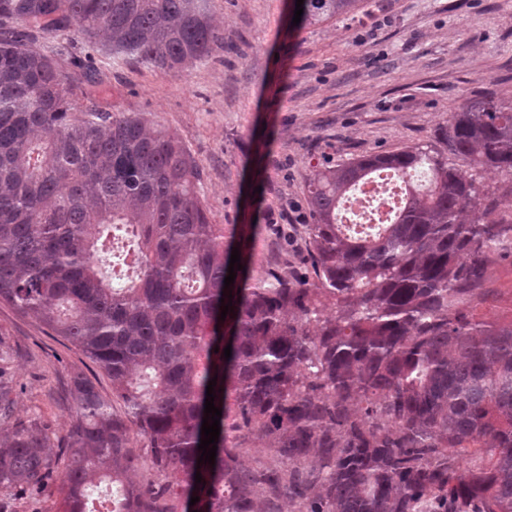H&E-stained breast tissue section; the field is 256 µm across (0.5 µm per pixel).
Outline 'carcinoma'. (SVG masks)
Instances as JSON below:
<instances>
[{
  "label": "carcinoma",
  "mask_w": 512,
  "mask_h": 512,
  "mask_svg": "<svg viewBox=\"0 0 512 512\" xmlns=\"http://www.w3.org/2000/svg\"><path fill=\"white\" fill-rule=\"evenodd\" d=\"M357 2L304 0L301 23ZM72 25L87 50L163 71L222 40L208 0H0V302L112 384L108 397L74 373L53 454L44 428L14 418L0 369V512L58 472L57 512H279L284 498L299 512H512V322L472 314L488 256L512 255L481 177L512 181V101L470 99L427 143L316 172L315 282L238 270L229 295L244 245L210 222L194 158L145 113L99 108L85 88L96 69L76 81L53 39ZM377 172L399 179L402 204L353 232L336 210ZM212 379L213 466L198 462ZM254 434L279 467L243 463ZM106 482L116 494L94 498Z\"/></svg>",
  "instance_id": "obj_1"
}]
</instances>
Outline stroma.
I'll list each match as a JSON object with an SVG mask.
<instances>
[{"label":"stroma","mask_w":512,"mask_h":512,"mask_svg":"<svg viewBox=\"0 0 512 512\" xmlns=\"http://www.w3.org/2000/svg\"><path fill=\"white\" fill-rule=\"evenodd\" d=\"M224 39L169 72L96 56L89 92L111 112H146L199 168L211 223L245 235L251 276L289 266L313 281L308 182L358 156L426 142L466 101L512 100V0H359L351 13L293 25L291 0H209ZM495 293L474 318L512 322V258L493 256ZM15 416L64 445L73 373L104 395L109 378L78 350L0 302Z\"/></svg>","instance_id":"35a3bbf8"}]
</instances>
